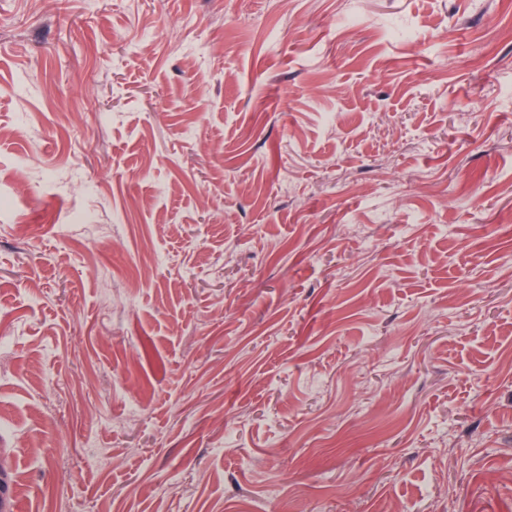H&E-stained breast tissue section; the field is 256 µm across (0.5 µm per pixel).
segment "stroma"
Here are the masks:
<instances>
[{"mask_svg": "<svg viewBox=\"0 0 512 512\" xmlns=\"http://www.w3.org/2000/svg\"><path fill=\"white\" fill-rule=\"evenodd\" d=\"M0 449L13 512H512V0H0Z\"/></svg>", "mask_w": 512, "mask_h": 512, "instance_id": "obj_1", "label": "stroma"}]
</instances>
